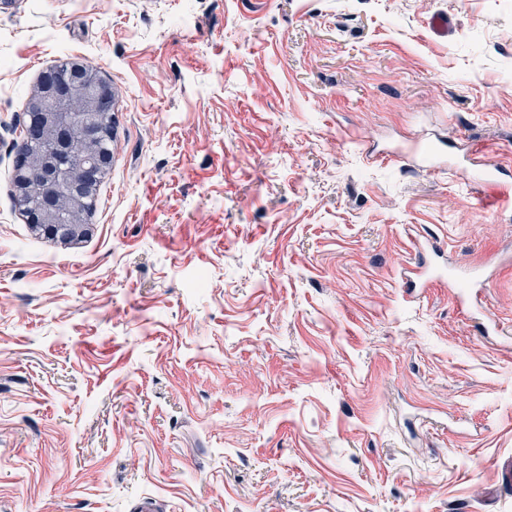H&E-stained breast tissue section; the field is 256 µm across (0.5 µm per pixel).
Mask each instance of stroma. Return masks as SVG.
<instances>
[{"label":"stroma","mask_w":512,"mask_h":512,"mask_svg":"<svg viewBox=\"0 0 512 512\" xmlns=\"http://www.w3.org/2000/svg\"><path fill=\"white\" fill-rule=\"evenodd\" d=\"M70 59L121 94L63 245L14 145ZM486 164L512 169V0L1 7L0 512H512V264L468 306L403 287L426 243L512 247Z\"/></svg>","instance_id":"1"}]
</instances>
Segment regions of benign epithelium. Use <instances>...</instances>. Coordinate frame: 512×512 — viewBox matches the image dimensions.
Returning <instances> with one entry per match:
<instances>
[{"instance_id":"obj_1","label":"benign epithelium","mask_w":512,"mask_h":512,"mask_svg":"<svg viewBox=\"0 0 512 512\" xmlns=\"http://www.w3.org/2000/svg\"><path fill=\"white\" fill-rule=\"evenodd\" d=\"M115 86L98 69L71 60L40 79L28 102L34 147L16 157V199L34 230L66 242L89 236L86 196L112 168L101 149L112 136ZM65 212L70 223H57Z\"/></svg>"}]
</instances>
